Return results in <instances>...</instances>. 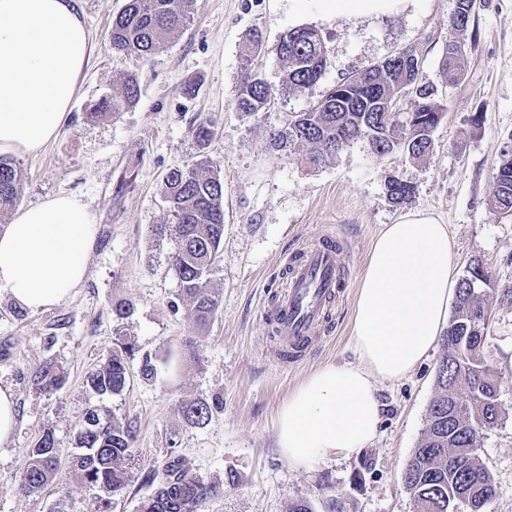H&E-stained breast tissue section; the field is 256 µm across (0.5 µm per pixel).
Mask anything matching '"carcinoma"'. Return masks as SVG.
<instances>
[{
    "label": "carcinoma",
    "instance_id": "carcinoma-1",
    "mask_svg": "<svg viewBox=\"0 0 512 512\" xmlns=\"http://www.w3.org/2000/svg\"><path fill=\"white\" fill-rule=\"evenodd\" d=\"M468 0H456L450 28L463 32L472 15ZM196 0H126L112 21V49L123 55L142 59L163 50L191 21ZM273 52L284 64V89H307L323 76L326 67L324 42L313 28L301 27L286 32ZM363 84L356 78L344 80L350 96L336 97L330 88L320 100L302 112H290L285 126L269 131L277 148H306L305 160L319 166L356 140L365 139L379 155L405 154L419 159L432 147L431 133L444 115L432 99V92L411 83L414 99L397 137L387 118L380 112L365 111L366 103L388 93L385 79L372 72ZM139 96L134 78L124 83L121 93L105 96L91 108L97 118L118 116ZM274 102L273 90L257 74L247 71L241 78L235 105L247 114L265 112ZM210 161L170 170L164 181V198L174 225L157 228L159 234L172 232L176 248L171 265L178 279L187 313L201 328L209 325L218 307V297L210 288L211 274L224 238V182L209 172ZM21 192V176L8 159L0 156V214L13 208ZM413 186L396 177L387 181V195L394 204L411 197ZM493 207L502 213L512 211V135L501 149L494 173ZM491 272L480 262L469 266L456 286L454 318L444 336L445 352L436 370V391L429 408L425 429L418 448L404 471V485L413 496L417 512H448L442 505L463 502L470 512H482L494 497L495 484L482 461L478 431L496 424L504 414L499 399V376L485 361L483 347L488 323V308L480 289L470 283L489 280ZM135 345L121 341L88 376L89 387L98 395H117L129 379L128 359ZM42 387L58 386L62 375L51 362L39 370ZM183 419L192 425L205 423L212 414L206 401L180 405ZM135 432L130 424L116 419L106 407L88 408L75 436L74 471L107 497L99 498L95 512H110L112 497L129 485L131 475L123 462L131 457ZM59 442L45 432L30 453V460L20 485L26 496L41 492L54 473ZM149 482L158 481L154 494L142 505V512H199L206 501L224 494V486L205 483L190 474L185 459L176 456L162 476L149 472Z\"/></svg>",
    "mask_w": 512,
    "mask_h": 512
}]
</instances>
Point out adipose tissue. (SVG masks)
Instances as JSON below:
<instances>
[{
    "mask_svg": "<svg viewBox=\"0 0 512 512\" xmlns=\"http://www.w3.org/2000/svg\"><path fill=\"white\" fill-rule=\"evenodd\" d=\"M92 53L74 0H0V151L38 153L60 133ZM96 228L80 199L54 196L0 230V293L36 313L86 275ZM453 241L434 214L385 225L353 311L358 362L314 371L282 405L277 446L298 470L367 448L380 422L376 384L420 365L448 325Z\"/></svg>",
    "mask_w": 512,
    "mask_h": 512,
    "instance_id": "obj_1",
    "label": "adipose tissue"
}]
</instances>
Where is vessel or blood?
Segmentation results:
<instances>
[{
	"mask_svg": "<svg viewBox=\"0 0 512 512\" xmlns=\"http://www.w3.org/2000/svg\"><path fill=\"white\" fill-rule=\"evenodd\" d=\"M344 247V242L329 238L289 253L284 264L287 287L263 310L264 322L279 338V362L300 360L331 327L334 305L346 287L339 263Z\"/></svg>",
	"mask_w": 512,
	"mask_h": 512,
	"instance_id": "1",
	"label": "vessel or blood"
}]
</instances>
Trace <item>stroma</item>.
Masks as SVG:
<instances>
[{"label":"stroma","instance_id":"stroma-1","mask_svg":"<svg viewBox=\"0 0 512 512\" xmlns=\"http://www.w3.org/2000/svg\"><path fill=\"white\" fill-rule=\"evenodd\" d=\"M124 3L76 0L94 51L69 119L40 153L11 155L22 173L17 208L75 196L91 213L96 240L83 283L61 304L34 314L0 294V387L14 393L18 411L12 441L0 446V512H51L59 502L67 512H93L101 490L82 482L68 461L40 495L25 496L19 485L45 431L72 451L83 414L97 400L87 376L111 352L119 327L137 356L125 390L105 403L131 424L135 442L126 462L132 479L113 497L112 512H141L154 491L145 474L162 471L178 455L192 475L224 487L200 512H289L300 499L314 512H416L403 474L421 440L443 345L405 378L378 382L377 435L356 455L294 469L276 445L277 416L319 367L356 363L351 313L359 280L375 237L402 214L427 210L447 224L455 276L478 259L498 281L512 282V214L490 207L500 149L512 134V0H481L471 21L478 40L456 80L441 66L455 36L448 22L456 0H413L381 16L328 15L323 0H197L183 32L148 60L112 50L108 34ZM299 27L320 32L326 68L312 87L285 92L282 63L270 53L248 58L246 36L260 29L271 46ZM403 48L422 56L420 81L445 110L426 158L380 156L358 140L313 167L297 153L271 148L268 132L286 113L307 109L332 85ZM248 64L277 91L270 111L251 117L234 105ZM130 75L140 87L137 104L110 120L92 118L91 104L119 91ZM208 119L214 137L202 147L189 129ZM203 154L224 183V239L211 281L219 307L202 330L180 306L169 259L174 243L154 229L171 221L165 174ZM392 176L414 187L399 205L387 196ZM328 232L348 244L341 254L348 286L316 349L296 364H281L263 323L264 303L285 284L284 257ZM120 300L133 305L121 321L112 311ZM489 309L484 357L500 376L507 415L479 436L496 486L484 512H512V305L493 300ZM188 340L195 343L190 353L182 349ZM146 356L155 368L149 379L141 374ZM46 362L65 376L52 391L38 380ZM193 401L214 404L205 424L183 420L179 405Z\"/></svg>","mask_w":512,"mask_h":512}]
</instances>
